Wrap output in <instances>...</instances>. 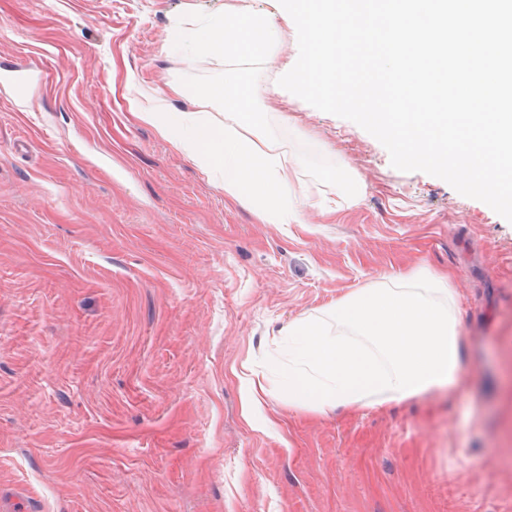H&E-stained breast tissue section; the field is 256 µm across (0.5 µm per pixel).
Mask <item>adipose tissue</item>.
<instances>
[{
    "label": "adipose tissue",
    "mask_w": 512,
    "mask_h": 512,
    "mask_svg": "<svg viewBox=\"0 0 512 512\" xmlns=\"http://www.w3.org/2000/svg\"><path fill=\"white\" fill-rule=\"evenodd\" d=\"M190 38L199 54L257 62L276 33L235 7ZM212 95L224 103L223 123L203 121L189 133L166 101H136L132 107L202 169L220 173L226 198L254 205L269 222L287 223L282 201L288 165L251 119L254 88L243 84L228 91L218 85ZM453 297L444 277L430 288H368L336 304L334 318L347 335H332L309 318L289 324V402L305 410L358 409L458 385L462 336Z\"/></svg>",
    "instance_id": "ef3b65f1"
}]
</instances>
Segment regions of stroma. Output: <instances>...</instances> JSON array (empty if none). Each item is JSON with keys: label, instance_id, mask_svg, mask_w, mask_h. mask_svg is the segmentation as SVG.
<instances>
[{"label": "stroma", "instance_id": "35a3bbf8", "mask_svg": "<svg viewBox=\"0 0 512 512\" xmlns=\"http://www.w3.org/2000/svg\"><path fill=\"white\" fill-rule=\"evenodd\" d=\"M243 6L279 32L257 64L173 38ZM298 57L278 0H0V498L26 512H512V223L391 165L352 121L280 87ZM251 83L288 155V221L130 108L223 121ZM449 275L451 392L302 411L289 324ZM268 395L242 416L245 380Z\"/></svg>", "mask_w": 512, "mask_h": 512}]
</instances>
